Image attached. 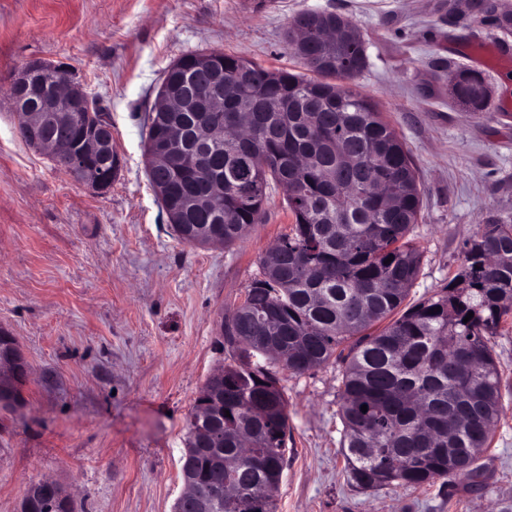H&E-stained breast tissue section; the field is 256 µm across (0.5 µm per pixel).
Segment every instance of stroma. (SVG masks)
<instances>
[{
    "label": "stroma",
    "mask_w": 512,
    "mask_h": 512,
    "mask_svg": "<svg viewBox=\"0 0 512 512\" xmlns=\"http://www.w3.org/2000/svg\"><path fill=\"white\" fill-rule=\"evenodd\" d=\"M305 10L361 30L355 83L408 148L422 197L410 237L421 254L409 303L431 297L478 226L512 224V70L478 65L512 35L481 24L470 0H0V329L27 374L0 407V512H19L29 482L61 483L76 512H173L183 490L188 414L224 363L223 315L293 222L281 189L262 223L228 246L176 239L149 181L144 137L169 66L194 51L237 52L299 70L284 32ZM64 64L103 107L121 169L97 193L21 138L1 92L31 60ZM482 68L488 111L448 96L456 68ZM503 413L483 490L454 480L362 490L347 477L337 413L342 365L279 372L288 401V468L276 512H505L512 506V327L493 339Z\"/></svg>",
    "instance_id": "obj_1"
}]
</instances>
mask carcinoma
<instances>
[{"mask_svg":"<svg viewBox=\"0 0 512 512\" xmlns=\"http://www.w3.org/2000/svg\"><path fill=\"white\" fill-rule=\"evenodd\" d=\"M479 2L481 22L497 27L496 9L508 7ZM285 43L308 74L237 53L191 52L169 67L159 89L180 93L186 109L149 116L148 176L180 241L210 245L222 227L224 244L235 242L262 223L267 190L277 185L294 219L223 318L230 362L207 378L189 412L181 473L193 494L175 512H276L269 488L288 466V402L272 367L302 374L333 358L343 365L342 452L357 487H446L463 476L480 489L503 398L492 339L512 318V224L480 225L448 285L405 305L420 267L407 238L420 190L404 143L377 104L348 84L367 66L363 37L340 13L304 11ZM216 69L224 73V111L203 112ZM448 93L482 112L491 86L483 72L463 67ZM204 122L224 124V137L203 150ZM58 133L78 143L85 129L64 118L46 130ZM111 158L95 161V177L107 184ZM273 340L279 357L268 353ZM2 356L22 362L1 330ZM20 512L75 508L62 487L37 481Z\"/></svg>","mask_w":512,"mask_h":512,"instance_id":"cac0c4a2","label":"carcinoma"}]
</instances>
